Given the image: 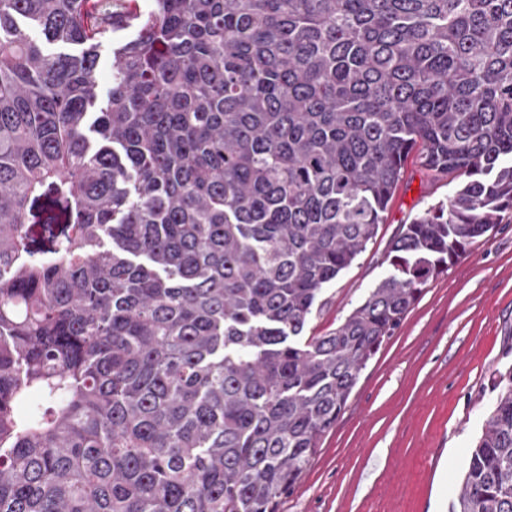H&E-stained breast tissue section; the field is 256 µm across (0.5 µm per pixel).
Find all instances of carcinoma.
Returning <instances> with one entry per match:
<instances>
[{
  "instance_id": "carcinoma-1",
  "label": "carcinoma",
  "mask_w": 512,
  "mask_h": 512,
  "mask_svg": "<svg viewBox=\"0 0 512 512\" xmlns=\"http://www.w3.org/2000/svg\"><path fill=\"white\" fill-rule=\"evenodd\" d=\"M88 3L0 0V512H278L512 211V0ZM413 153L454 195L306 335ZM494 387L451 512H512V364ZM131 31L124 28H117L112 31V42L106 43L102 47L99 65L96 73L99 92L101 97H105L112 86V46L130 37Z\"/></svg>"
}]
</instances>
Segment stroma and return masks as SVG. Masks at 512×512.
Wrapping results in <instances>:
<instances>
[{
    "label": "stroma",
    "mask_w": 512,
    "mask_h": 512,
    "mask_svg": "<svg viewBox=\"0 0 512 512\" xmlns=\"http://www.w3.org/2000/svg\"><path fill=\"white\" fill-rule=\"evenodd\" d=\"M455 189L409 157L376 237L329 287L311 332L335 328L389 276L402 226ZM511 363L512 212L429 282L279 512H450L496 400L494 375Z\"/></svg>",
    "instance_id": "1"
}]
</instances>
